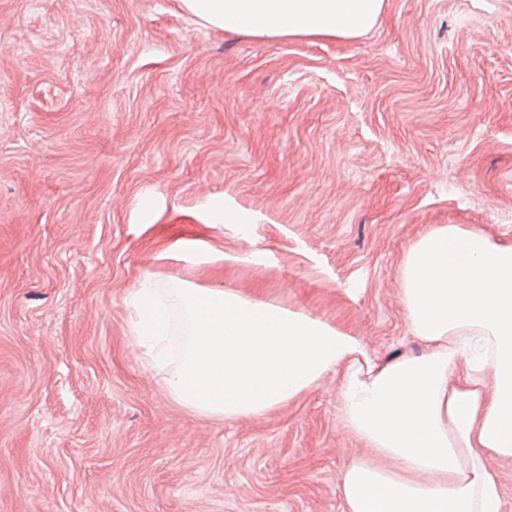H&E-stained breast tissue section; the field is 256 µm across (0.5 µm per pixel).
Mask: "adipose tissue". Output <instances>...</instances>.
<instances>
[{"label":"adipose tissue","mask_w":512,"mask_h":512,"mask_svg":"<svg viewBox=\"0 0 512 512\" xmlns=\"http://www.w3.org/2000/svg\"><path fill=\"white\" fill-rule=\"evenodd\" d=\"M227 34L353 38L383 0H180ZM413 334L426 350L379 361L327 321L231 288L152 280L126 304L132 331L169 396L208 418L236 420L341 376V413L374 462L341 474L347 512H499L486 460L512 457V245L478 230L435 228L400 267ZM184 319L170 368L173 313Z\"/></svg>","instance_id":"1"}]
</instances>
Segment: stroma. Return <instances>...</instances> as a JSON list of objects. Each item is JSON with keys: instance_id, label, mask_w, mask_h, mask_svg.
I'll list each match as a JSON object with an SVG mask.
<instances>
[{"instance_id": "35a3bbf8", "label": "stroma", "mask_w": 512, "mask_h": 512, "mask_svg": "<svg viewBox=\"0 0 512 512\" xmlns=\"http://www.w3.org/2000/svg\"><path fill=\"white\" fill-rule=\"evenodd\" d=\"M448 224L512 244V0H384L353 39L227 34L179 0H0V512H346L340 475L373 455L338 375L194 414L126 297L227 286L390 360L423 348L400 265Z\"/></svg>"}]
</instances>
